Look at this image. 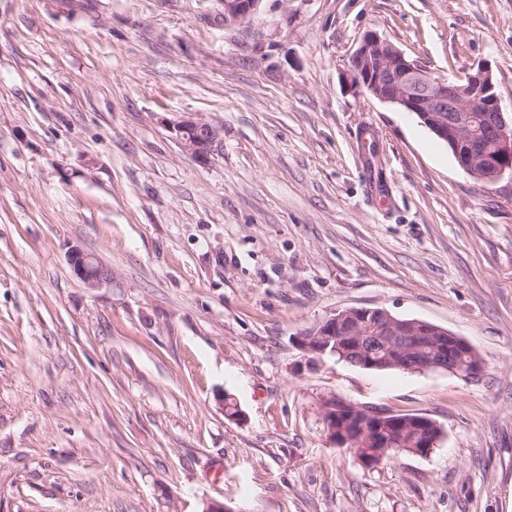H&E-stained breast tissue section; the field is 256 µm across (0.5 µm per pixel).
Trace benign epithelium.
I'll use <instances>...</instances> for the list:
<instances>
[{
    "label": "benign epithelium",
    "mask_w": 512,
    "mask_h": 512,
    "mask_svg": "<svg viewBox=\"0 0 512 512\" xmlns=\"http://www.w3.org/2000/svg\"><path fill=\"white\" fill-rule=\"evenodd\" d=\"M260 0H224V20L242 21L257 10ZM352 82L377 99L418 116L441 140L456 145L460 138L470 144L461 161L466 171L477 168L498 181L512 172V124L505 119L489 71L479 68L460 81L436 77L406 56L389 40L367 32L351 63ZM473 112L490 114V142H476L467 135ZM184 152L206 160L220 141V130L198 117H185L172 125ZM69 262L89 288L112 277V271L89 253L74 248ZM298 346L321 358L327 353L363 359L370 367L401 360L407 369H442L462 377L482 370V362L464 339L435 324L398 318L383 308H348L316 322L298 334ZM331 397L323 400L321 414L327 438L339 448H389L395 437L411 430L418 433L421 448L437 447L438 424L431 419L400 420L389 413L364 410Z\"/></svg>",
    "instance_id": "obj_1"
}]
</instances>
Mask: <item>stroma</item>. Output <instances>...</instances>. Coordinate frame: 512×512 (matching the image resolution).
Here are the masks:
<instances>
[{"label": "stroma", "instance_id": "1", "mask_svg": "<svg viewBox=\"0 0 512 512\" xmlns=\"http://www.w3.org/2000/svg\"><path fill=\"white\" fill-rule=\"evenodd\" d=\"M371 30L448 80L488 69L512 121V0H0V512H512V175L482 186L352 84ZM186 116L220 130L206 161ZM351 307L483 369L305 355ZM329 397L443 438L365 467ZM225 20L242 21L257 10L260 0H223ZM172 130L183 151L199 160L208 159L220 141V130L198 117H184L172 125ZM69 262L75 274L87 287H98L102 282L110 280L112 277V271L108 267L79 248L70 251Z\"/></svg>", "mask_w": 512, "mask_h": 512}]
</instances>
